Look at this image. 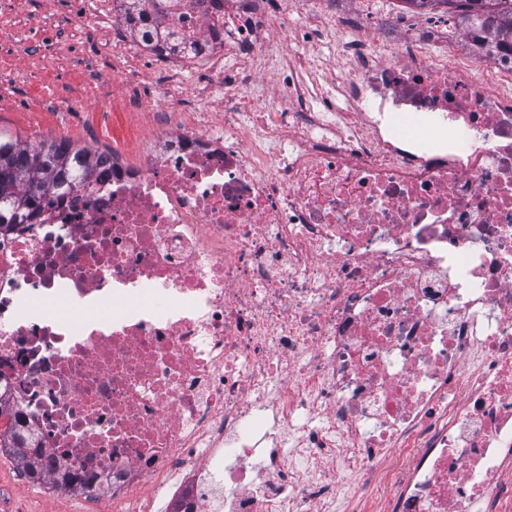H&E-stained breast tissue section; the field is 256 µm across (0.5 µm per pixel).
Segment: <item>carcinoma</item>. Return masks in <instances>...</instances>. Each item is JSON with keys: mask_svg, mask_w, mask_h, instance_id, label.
Listing matches in <instances>:
<instances>
[{"mask_svg": "<svg viewBox=\"0 0 512 512\" xmlns=\"http://www.w3.org/2000/svg\"><path fill=\"white\" fill-rule=\"evenodd\" d=\"M460 12L462 25L486 28L512 41V0H429ZM90 152L70 143L42 140L29 144L0 136V228L31 218L46 194L62 184L84 179ZM0 450L11 453L26 477L38 481L40 469L30 462V448L15 431L0 434Z\"/></svg>", "mask_w": 512, "mask_h": 512, "instance_id": "cac0c4a2", "label": "carcinoma"}]
</instances>
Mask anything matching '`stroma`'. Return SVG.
I'll return each instance as SVG.
<instances>
[{
	"label": "stroma",
	"instance_id": "stroma-1",
	"mask_svg": "<svg viewBox=\"0 0 512 512\" xmlns=\"http://www.w3.org/2000/svg\"><path fill=\"white\" fill-rule=\"evenodd\" d=\"M64 0H16V8L0 14V29L6 28L36 40L35 21L63 29ZM122 28L80 35L65 31L62 44L49 58L31 55L18 60L11 49L0 47V135L32 141L34 134L50 140L64 133L81 147H96L125 156L136 144L134 125L127 113L101 111L102 102L114 93L113 80L123 64L106 49L109 39L124 37ZM79 98L81 111H44L42 102L62 97ZM0 485L9 486L11 496L0 512H81L76 496H48L44 490L19 479L15 461L0 453Z\"/></svg>",
	"mask_w": 512,
	"mask_h": 512
}]
</instances>
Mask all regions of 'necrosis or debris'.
<instances>
[{"mask_svg":"<svg viewBox=\"0 0 512 512\" xmlns=\"http://www.w3.org/2000/svg\"><path fill=\"white\" fill-rule=\"evenodd\" d=\"M75 2L71 30L125 20ZM378 2L141 0L113 45L133 160L0 231V430L45 485L98 512H512V45L462 27L469 57H432L448 27ZM260 82L279 111L249 109ZM386 2L387 6L392 9L390 15H393L399 22H412L415 20L416 24L420 22L424 23H435L437 21L439 15L435 14H425V15H416L411 12L410 5L405 3L402 0H388ZM0 450L11 453L22 465V469L28 479L33 481L41 480L40 469L30 462V448L23 437L15 431H4L0 435Z\"/></svg>","mask_w":512,"mask_h":512,"instance_id":"4bbe7bcc","label":"necrosis or debris"}]
</instances>
